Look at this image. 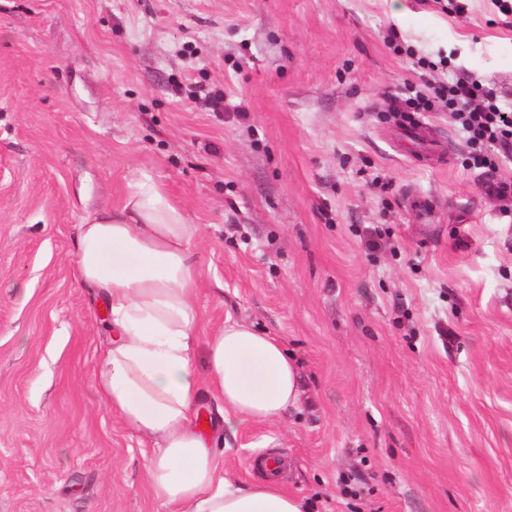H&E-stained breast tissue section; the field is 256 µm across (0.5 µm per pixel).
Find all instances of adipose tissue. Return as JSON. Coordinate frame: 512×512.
<instances>
[{
  "mask_svg": "<svg viewBox=\"0 0 512 512\" xmlns=\"http://www.w3.org/2000/svg\"><path fill=\"white\" fill-rule=\"evenodd\" d=\"M200 232L150 176L124 204L85 218L76 277L105 310L110 341L94 384L124 426L155 447L147 472L172 512H309L288 495L276 464L260 481L239 479L218 451L244 421L274 423L297 408L300 375L274 337L228 320L201 333V275L192 246ZM219 419L197 424L206 397Z\"/></svg>",
  "mask_w": 512,
  "mask_h": 512,
  "instance_id": "1",
  "label": "adipose tissue"
}]
</instances>
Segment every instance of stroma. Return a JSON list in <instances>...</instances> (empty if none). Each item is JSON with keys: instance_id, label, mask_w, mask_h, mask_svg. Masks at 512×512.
<instances>
[{"instance_id": "obj_1", "label": "stroma", "mask_w": 512, "mask_h": 512, "mask_svg": "<svg viewBox=\"0 0 512 512\" xmlns=\"http://www.w3.org/2000/svg\"><path fill=\"white\" fill-rule=\"evenodd\" d=\"M0 0V512H169L101 400L78 226L150 175L201 232L204 330L277 337L301 403L224 467L314 512H512V158L405 156L392 96L467 72L512 106L493 0ZM222 101L215 112L195 97ZM383 228L379 250L362 229Z\"/></svg>"}]
</instances>
